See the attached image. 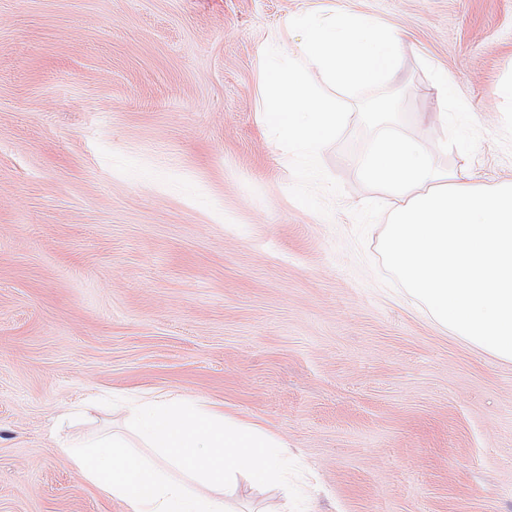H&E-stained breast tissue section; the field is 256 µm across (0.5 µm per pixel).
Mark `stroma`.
I'll list each match as a JSON object with an SVG mask.
<instances>
[{"mask_svg": "<svg viewBox=\"0 0 512 512\" xmlns=\"http://www.w3.org/2000/svg\"><path fill=\"white\" fill-rule=\"evenodd\" d=\"M398 34L386 88L439 167L512 183V0H0V512H123L55 450L174 393L288 445L305 512H512V361L439 324L354 241L368 135L293 200L262 57L296 16ZM445 73L466 112L445 110ZM233 512H289L238 479Z\"/></svg>", "mask_w": 512, "mask_h": 512, "instance_id": "stroma-1", "label": "stroma"}]
</instances>
